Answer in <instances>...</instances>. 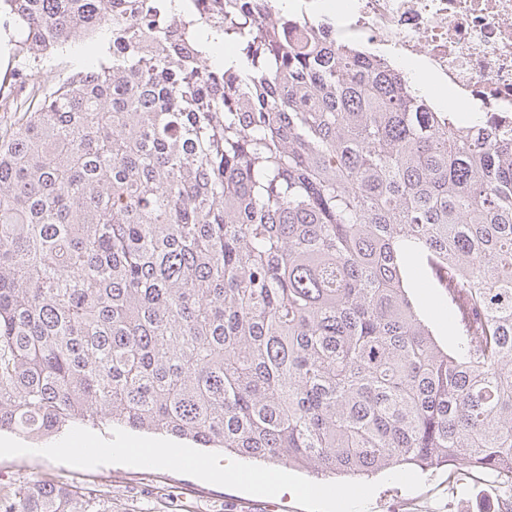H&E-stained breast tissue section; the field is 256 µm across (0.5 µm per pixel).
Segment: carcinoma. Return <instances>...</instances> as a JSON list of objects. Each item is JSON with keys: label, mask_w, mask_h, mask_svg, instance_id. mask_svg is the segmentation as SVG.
I'll use <instances>...</instances> for the list:
<instances>
[{"label": "carcinoma", "mask_w": 512, "mask_h": 512, "mask_svg": "<svg viewBox=\"0 0 512 512\" xmlns=\"http://www.w3.org/2000/svg\"><path fill=\"white\" fill-rule=\"evenodd\" d=\"M5 3L33 84L103 39L0 132V431L109 423L512 491L511 135L274 0ZM0 512L112 509L44 479ZM408 278L415 287L413 291L423 302L422 313L434 327L436 337L443 344L452 346L453 336L448 329V307L442 302L439 289L431 288L414 268L408 270Z\"/></svg>", "instance_id": "carcinoma-1"}]
</instances>
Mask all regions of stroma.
Wrapping results in <instances>:
<instances>
[{"instance_id":"35a3bbf8","label":"stroma","mask_w":512,"mask_h":512,"mask_svg":"<svg viewBox=\"0 0 512 512\" xmlns=\"http://www.w3.org/2000/svg\"><path fill=\"white\" fill-rule=\"evenodd\" d=\"M21 37L5 8H0V99L24 101L27 85L15 80ZM408 278L423 302L422 312L443 344H452L448 307L438 289L424 281L416 269ZM424 486L409 491L385 484L375 492L368 512H498L501 494L485 498L488 475L449 484L448 469L423 471ZM52 478L80 487L107 489L112 512H303L293 494L274 497L250 495L168 470L126 465L75 468L38 455L0 457V487Z\"/></svg>"}]
</instances>
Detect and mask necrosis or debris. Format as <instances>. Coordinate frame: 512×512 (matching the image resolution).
<instances>
[{
  "instance_id": "obj_1",
  "label": "necrosis or debris",
  "mask_w": 512,
  "mask_h": 512,
  "mask_svg": "<svg viewBox=\"0 0 512 512\" xmlns=\"http://www.w3.org/2000/svg\"><path fill=\"white\" fill-rule=\"evenodd\" d=\"M346 36L423 61L460 111L512 132V0H335Z\"/></svg>"
}]
</instances>
